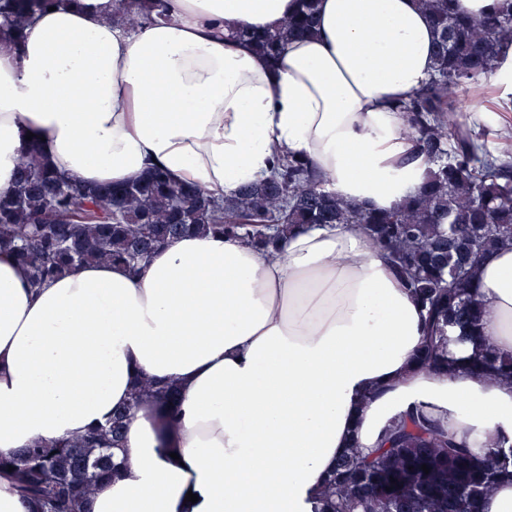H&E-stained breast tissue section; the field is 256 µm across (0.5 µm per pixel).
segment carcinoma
<instances>
[{
    "mask_svg": "<svg viewBox=\"0 0 512 512\" xmlns=\"http://www.w3.org/2000/svg\"><path fill=\"white\" fill-rule=\"evenodd\" d=\"M437 34L429 84L401 104L409 133L433 166L421 191L390 212L348 204L324 189V179L293 156L279 159L271 179L245 183L218 201L161 168L122 186L83 188L62 178L35 141L23 147L10 192L0 195V251L13 256L29 285L39 288L91 262L130 271L155 249L188 233L239 237L268 250L303 224H360L426 312L419 360L450 376L466 373L512 381V356L479 343L483 311L471 291L483 260L512 246V153L480 155L475 132L455 115L458 87L494 74L512 47V7L463 15L452 0H418ZM76 0H0V50L13 47L40 13ZM168 0H134L120 24L134 29L162 17ZM317 0H300L298 13L262 34L233 36L270 59L285 43L313 33ZM273 228H268V225ZM454 334L471 351L448 350ZM157 404L178 428V391L138 377L131 402L99 426L55 441H36L19 454L0 456L14 490L34 512H87L97 482L118 472L112 449L122 446L133 409ZM430 468L424 473L422 465ZM512 483V445L482 458L464 441L417 411L390 430L388 447L373 459L345 455L326 480L319 512H479L482 498Z\"/></svg>",
    "mask_w": 512,
    "mask_h": 512,
    "instance_id": "cac0c4a2",
    "label": "carcinoma"
}]
</instances>
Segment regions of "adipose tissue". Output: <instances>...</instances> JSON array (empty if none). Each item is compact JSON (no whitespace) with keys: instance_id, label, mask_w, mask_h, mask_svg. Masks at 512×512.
I'll list each match as a JSON object with an SVG mask.
<instances>
[{"instance_id":"adipose-tissue-1","label":"adipose tissue","mask_w":512,"mask_h":512,"mask_svg":"<svg viewBox=\"0 0 512 512\" xmlns=\"http://www.w3.org/2000/svg\"><path fill=\"white\" fill-rule=\"evenodd\" d=\"M106 3L45 12L0 50V193L29 134L83 186L156 166L229 198L290 154L384 211L428 180L399 110L434 73L417 0H319L313 35L273 63L230 33L272 30L298 0H169L132 31ZM473 287L483 341L512 355V249ZM424 318L356 224L266 251L190 234L137 273L85 264L37 292L0 253V455L104 423L138 375L177 384L178 430L141 404L90 512H313L337 460L374 455L412 408L476 456L512 442V385L422 368Z\"/></svg>"}]
</instances>
